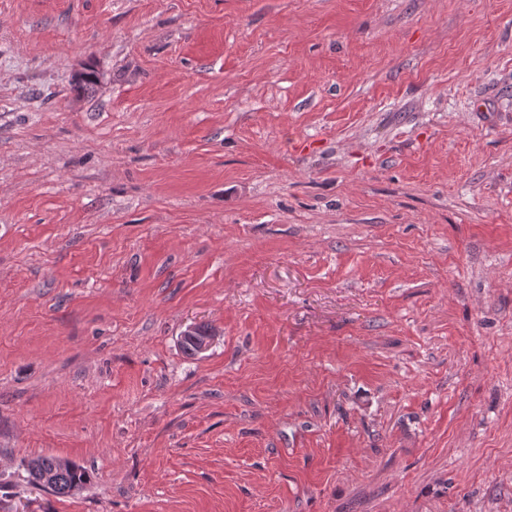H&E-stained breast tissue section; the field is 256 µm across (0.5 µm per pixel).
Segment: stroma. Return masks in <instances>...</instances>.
Masks as SVG:
<instances>
[{"instance_id": "1", "label": "stroma", "mask_w": 512, "mask_h": 512, "mask_svg": "<svg viewBox=\"0 0 512 512\" xmlns=\"http://www.w3.org/2000/svg\"><path fill=\"white\" fill-rule=\"evenodd\" d=\"M0 512H512V0H0ZM198 326L197 324L188 325L184 331H182L180 336V342L182 343H193V345L185 344L182 345L183 352L187 356H196L206 352L212 345L214 341V337L217 335V331L214 328H210L206 336H204L208 325H201L199 336L198 335ZM196 350V352H195ZM57 463L60 466L65 467L68 465V460L63 458L56 460V457L52 455L38 456L28 460L24 465V470L27 473V480L30 483L38 485L36 483L37 473L50 472L52 478L51 481L49 475L43 473L42 479L40 480V486L44 487L45 483L50 482V486L45 489H48L54 495L60 497L72 496L76 493L72 492L74 487L79 486L81 490L87 483V473L79 466H75L73 469L59 468L57 467Z\"/></svg>"}]
</instances>
